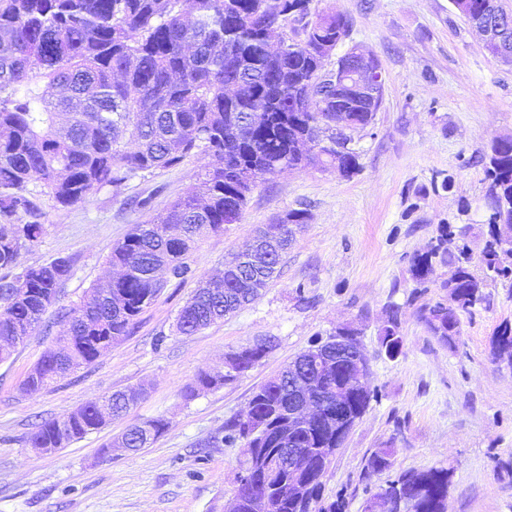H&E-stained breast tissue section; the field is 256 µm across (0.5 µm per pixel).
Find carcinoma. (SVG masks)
<instances>
[{"mask_svg":"<svg viewBox=\"0 0 512 512\" xmlns=\"http://www.w3.org/2000/svg\"><path fill=\"white\" fill-rule=\"evenodd\" d=\"M312 0H0V270L19 264L23 250L45 232L44 213L33 188L66 208L111 188L119 194L132 178L171 168L203 154L210 158L198 182L165 212L132 226L117 242L107 263L120 268L111 279L90 287L77 307L63 308L57 321L67 326L32 367L26 392L96 361L116 339L132 332L139 316L158 297L167 276L181 282L194 277L188 263L201 238L224 232L240 220L247 195L257 184L284 169L339 164L346 177L361 171L360 152L352 138H336V104L332 84L320 76L309 48L336 43L348 34L349 19L331 11L316 12ZM475 26L500 9L498 0H452ZM301 38L280 37L282 50L266 51L269 34L288 21ZM376 112L367 107L347 112L351 129L369 127ZM490 205L482 209L486 227L481 255L484 275L471 272L469 229L441 223L409 274L425 287L437 264L452 271L441 287L448 299L425 303L419 318L439 343L456 346L460 317L486 300L484 288L496 279L512 280V137L493 142L481 158ZM306 209H292L258 227L251 247L225 260L224 280L199 282L176 317V330L191 335L252 302L276 276L282 254L295 231L310 222ZM72 271L71 260L57 258L0 277V346L24 340L36 330L56 300L60 284ZM379 345L395 359L403 353L400 307L391 304L379 330ZM273 349L269 339L256 344L247 359L223 375L201 371L182 390L189 401L255 368ZM494 356L512 357V323L504 322L491 341ZM355 374V365L339 360L337 370L311 379L326 394L328 414H336L333 391ZM146 396L132 387L110 396L112 417L126 414ZM288 374L261 384L245 418L224 425V443L256 434L243 450L242 464L252 481L235 492L233 512H253L257 495L288 481V470L275 466L284 448H305L297 461L301 474L318 476L336 454L335 432L323 417L307 431L283 423L288 411ZM376 397L362 389L348 405L349 416L366 413ZM90 403L45 420L31 432L33 448L56 451L106 426ZM168 428L151 419L121 437L136 453ZM329 448L322 459L314 449ZM392 467L391 452H373L369 476ZM450 479L445 468L410 470L386 481L377 493L404 508L416 497V512H446ZM309 494L321 500V512H346L341 493L324 501V484Z\"/></svg>","mask_w":512,"mask_h":512,"instance_id":"obj_1","label":"carcinoma"}]
</instances>
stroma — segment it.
I'll use <instances>...</instances> for the list:
<instances>
[{
  "label": "stroma",
  "mask_w": 512,
  "mask_h": 512,
  "mask_svg": "<svg viewBox=\"0 0 512 512\" xmlns=\"http://www.w3.org/2000/svg\"><path fill=\"white\" fill-rule=\"evenodd\" d=\"M312 5L346 15L345 46L373 54L384 71L383 104L354 135L361 171L346 178L307 168L269 177L250 194L238 223L199 242L190 261L194 278L168 281L129 336L90 366L25 394L27 372L62 330L46 315L43 327L0 363V512H226L242 450L223 444L225 422L244 415L255 389L313 338L344 326L360 333L377 396L327 469L325 497L344 492L347 512H365L384 482L365 477L366 459L387 448L392 474L450 469L447 512H512V373L490 350L497 327L512 322V286L489 283L486 303L462 315L451 349L417 316L423 303L445 298L439 284L449 266L435 268L424 293L408 274L442 222L469 224L471 270L482 272L480 156L493 140L512 137V65L489 52L451 0ZM206 164L190 157L135 177L121 193L106 188L65 209L40 197L46 230L23 250L21 266L71 258L58 303H78L107 276L106 257L130 226L165 211ZM440 172L453 176L451 191L432 190ZM300 208L311 221L261 296L224 321L179 334L176 315L198 279L222 276L225 256L247 248L259 225ZM391 302L401 307L404 340L393 361L380 354L378 336ZM269 337L274 348L253 370L183 399V386L197 373L223 371L229 353ZM139 385L147 396L126 416L54 452L30 447L35 423ZM154 418L169 426L152 445L103 453L130 425Z\"/></svg>",
  "instance_id": "stroma-1"
}]
</instances>
